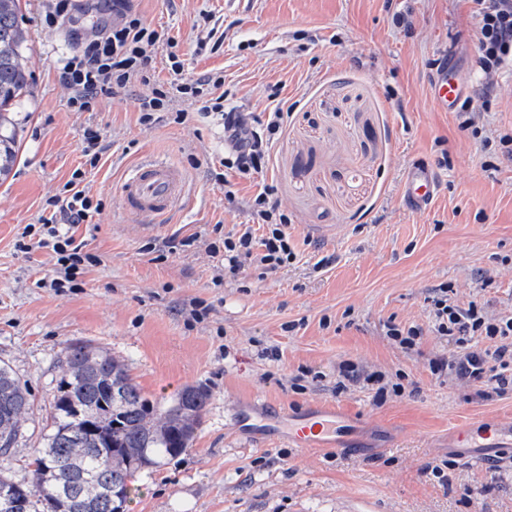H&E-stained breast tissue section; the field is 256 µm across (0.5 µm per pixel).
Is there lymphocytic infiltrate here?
<instances>
[{"mask_svg": "<svg viewBox=\"0 0 512 512\" xmlns=\"http://www.w3.org/2000/svg\"><path fill=\"white\" fill-rule=\"evenodd\" d=\"M472 2L478 18L477 65L490 79L512 64V0ZM107 7L118 13V20L97 29L61 65V79L71 91L67 104L74 112L93 111L100 96L145 77L153 68L154 52L162 42L161 33L147 26L125 0H108ZM165 63L170 79L139 99V123L152 126L167 113L172 114L174 122L182 123L189 114L183 109L173 110L174 101L201 103L203 111L220 116L224 126L220 166L245 179L263 172L272 144L282 132L285 113L275 111L260 118L225 109L223 77L204 73L184 78V64L172 51L167 53ZM82 153L86 168L72 172L59 192L46 200L38 223L26 225L15 243L16 249L25 254L38 249L50 251L53 273L39 280L38 285L57 293L78 288L79 276L101 262L89 251L86 240L76 235L80 225L92 223L100 213V201L84 185L87 168L97 167L102 158V136L97 127L84 128ZM274 195V185L266 184L252 201V213L263 228L261 237H254L246 229L225 234L222 243H209L211 257H223V267L229 273H238L247 266L275 272L297 261L288 219L279 213ZM431 324L436 335L456 346L449 358L431 360L433 374L475 387L476 397L486 401L512 390L511 315H488L474 301L459 306L443 288L432 299ZM484 340L489 343L485 349L480 346Z\"/></svg>", "mask_w": 512, "mask_h": 512, "instance_id": "lymphocytic-infiltrate-1", "label": "lymphocytic infiltrate"}]
</instances>
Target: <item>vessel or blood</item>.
I'll return each mask as SVG.
<instances>
[{
    "instance_id": "b4317fda",
    "label": "vessel or blood",
    "mask_w": 512,
    "mask_h": 512,
    "mask_svg": "<svg viewBox=\"0 0 512 512\" xmlns=\"http://www.w3.org/2000/svg\"><path fill=\"white\" fill-rule=\"evenodd\" d=\"M464 91L456 72L438 70L432 81V96L442 111H449ZM437 182L431 170L415 164L402 181V198L413 210L428 208L436 194ZM185 194L181 171L169 162L155 158L135 164L124 176L120 196L124 212L131 217L154 222L179 207ZM346 412L330 404H318L305 415L280 428L276 419L263 417L262 434L285 433L289 443L308 452L335 448L343 438ZM448 450L470 462L489 458L512 459V421L482 419L448 433Z\"/></svg>"
}]
</instances>
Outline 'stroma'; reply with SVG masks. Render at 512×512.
I'll use <instances>...</instances> for the list:
<instances>
[{
  "label": "stroma",
  "instance_id": "obj_1",
  "mask_svg": "<svg viewBox=\"0 0 512 512\" xmlns=\"http://www.w3.org/2000/svg\"><path fill=\"white\" fill-rule=\"evenodd\" d=\"M71 3L72 22L59 29L44 21L49 0H20L32 83L13 112L18 159L0 175V360L33 405L11 475L29 476L65 346L89 341L123 361L149 399L186 385L209 393L191 448L141 474L126 512H512V462L494 472L462 464L445 484L427 471L448 459L452 426L512 420V392L483 401L430 369L455 350L431 330L436 289L452 288L463 307L512 314V162L484 143L512 134V69L494 77L490 108L474 99L475 130L431 100L434 60L454 63L468 89L482 81L471 0H129L176 41L186 72H223L228 106L288 112L269 169L248 180L229 171L220 183L212 168L224 130L199 105L182 124L138 122V97L169 77L165 48L153 83L135 79L94 111L69 110L58 61L102 19L97 0ZM398 12L410 27L393 26ZM89 124L104 151L86 184L103 209L77 234L101 262L58 294L38 285L51 273L47 252L14 243L83 163ZM152 157L183 172L187 195L148 228L124 213L118 183ZM414 163L438 182L419 212L401 199ZM266 183L299 260L221 274L206 246L252 223ZM192 301L204 310L195 319L184 309ZM390 322L421 327L418 347L390 340ZM346 362L389 382L403 376V392L379 400L362 382L337 389ZM250 399L292 415L335 404L356 422V446L310 453L280 436L235 433L237 407Z\"/></svg>",
  "mask_w": 512,
  "mask_h": 512
}]
</instances>
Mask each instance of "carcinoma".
<instances>
[{
	"label": "carcinoma",
	"instance_id": "cac0c4a2",
	"mask_svg": "<svg viewBox=\"0 0 512 512\" xmlns=\"http://www.w3.org/2000/svg\"><path fill=\"white\" fill-rule=\"evenodd\" d=\"M26 42L18 0H0V172L16 160L6 113L29 86ZM62 366L24 483L5 471L31 395L0 363V512H125L141 473L192 447L209 394L184 386L151 401L123 363L89 342L69 345Z\"/></svg>",
	"mask_w": 512,
	"mask_h": 512
}]
</instances>
